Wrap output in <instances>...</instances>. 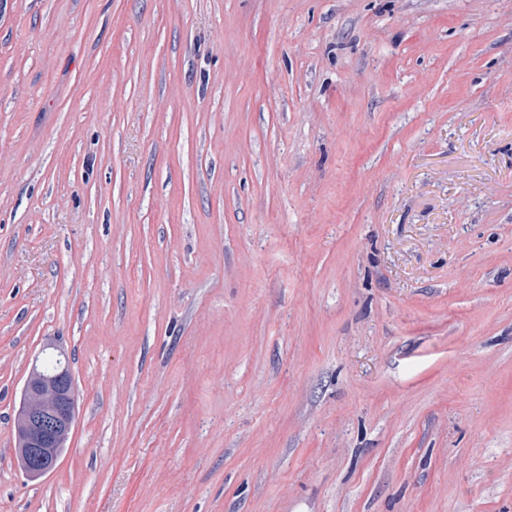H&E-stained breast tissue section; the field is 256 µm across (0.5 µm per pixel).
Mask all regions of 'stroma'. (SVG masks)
<instances>
[{"instance_id": "obj_1", "label": "stroma", "mask_w": 512, "mask_h": 512, "mask_svg": "<svg viewBox=\"0 0 512 512\" xmlns=\"http://www.w3.org/2000/svg\"><path fill=\"white\" fill-rule=\"evenodd\" d=\"M0 512H512V0H0ZM64 379L65 372L58 376L54 384L43 383L33 374H28L25 380L24 411L21 393L13 418V437L20 469L29 479L41 478L47 472L38 471L45 470L46 463L51 459L53 448H48L47 444L52 435L63 425L71 429L74 427V419L65 413L60 398ZM27 432L30 448L25 446ZM24 448L28 450L31 467L37 471L29 467Z\"/></svg>"}]
</instances>
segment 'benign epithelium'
Wrapping results in <instances>:
<instances>
[{"label":"benign epithelium","mask_w":512,"mask_h":512,"mask_svg":"<svg viewBox=\"0 0 512 512\" xmlns=\"http://www.w3.org/2000/svg\"><path fill=\"white\" fill-rule=\"evenodd\" d=\"M65 375L55 383H43L35 376H27L24 384V416L29 444L28 457L31 467L37 471L46 468L53 449L48 447L52 435L63 425L74 427V419L68 416L61 402L60 389Z\"/></svg>","instance_id":"benign-epithelium-1"}]
</instances>
